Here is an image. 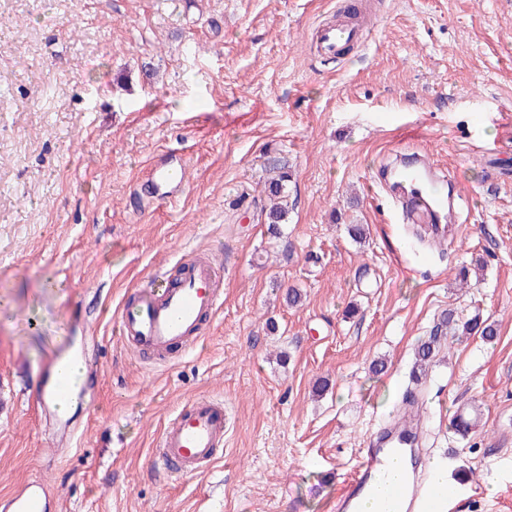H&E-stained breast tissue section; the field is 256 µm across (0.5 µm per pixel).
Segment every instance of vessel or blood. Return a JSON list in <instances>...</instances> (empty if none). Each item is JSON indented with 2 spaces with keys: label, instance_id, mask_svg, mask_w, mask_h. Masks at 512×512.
<instances>
[{
  "label": "vessel or blood",
  "instance_id": "1",
  "mask_svg": "<svg viewBox=\"0 0 512 512\" xmlns=\"http://www.w3.org/2000/svg\"><path fill=\"white\" fill-rule=\"evenodd\" d=\"M357 32L339 24H327L317 32L322 55L332 58L340 45L357 39ZM394 188L402 199L408 221L431 222L440 235L444 226L437 217L448 211V198L437 192L433 172L418 159L404 161L396 169ZM188 185L187 168L180 156L164 154L147 170L142 191L166 200L182 195ZM222 276L210 258L193 257L179 283H170L157 273L150 284L134 289L118 306V327L123 343L134 350L147 349L165 355L176 346H186L200 337L202 325L221 304ZM75 382L67 381L56 366H47L37 389V405L51 408L75 395ZM226 418L221 399L200 395L179 406L160 434L155 462L175 477L198 473L210 466L224 450ZM417 430L400 424L376 443L361 448L356 470L333 504L334 512H354L357 502L374 486L390 456L413 462L417 455ZM392 512H448L458 491L438 487L432 476L416 471L412 479L389 492ZM54 486L35 477L10 495L0 498V512H56Z\"/></svg>",
  "mask_w": 512,
  "mask_h": 512
}]
</instances>
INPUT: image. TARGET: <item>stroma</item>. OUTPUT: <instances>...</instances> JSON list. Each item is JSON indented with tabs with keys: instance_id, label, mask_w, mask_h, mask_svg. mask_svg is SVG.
I'll return each mask as SVG.
<instances>
[{
	"instance_id": "stroma-1",
	"label": "stroma",
	"mask_w": 512,
	"mask_h": 512,
	"mask_svg": "<svg viewBox=\"0 0 512 512\" xmlns=\"http://www.w3.org/2000/svg\"><path fill=\"white\" fill-rule=\"evenodd\" d=\"M350 3L369 41L319 56L315 29ZM166 152L187 192L140 200ZM413 152L456 187V239L401 219L384 177ZM195 253L224 268L204 341L137 359L121 298ZM449 309L498 336L442 344L422 445L457 482L453 512H512V0H0V496L41 474L61 512H327ZM76 344L98 369L69 452L26 385ZM198 395L224 401L223 455L165 476L159 432ZM291 176L288 171H280L276 178H272L265 188L270 200L273 204L266 213L267 224L269 225L268 231L273 237L281 235L280 224H285L288 210L286 209L287 203L284 205L282 202L286 201L288 197V182ZM278 200L277 202H275Z\"/></svg>"
}]
</instances>
